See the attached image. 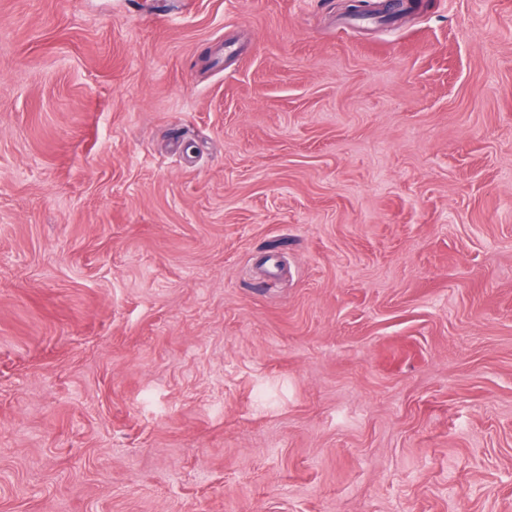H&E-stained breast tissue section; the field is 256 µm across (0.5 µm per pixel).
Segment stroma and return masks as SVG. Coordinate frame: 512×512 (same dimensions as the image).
I'll use <instances>...</instances> for the list:
<instances>
[{"mask_svg": "<svg viewBox=\"0 0 512 512\" xmlns=\"http://www.w3.org/2000/svg\"><path fill=\"white\" fill-rule=\"evenodd\" d=\"M343 2L0 0V512H512V0Z\"/></svg>", "mask_w": 512, "mask_h": 512, "instance_id": "1", "label": "stroma"}]
</instances>
